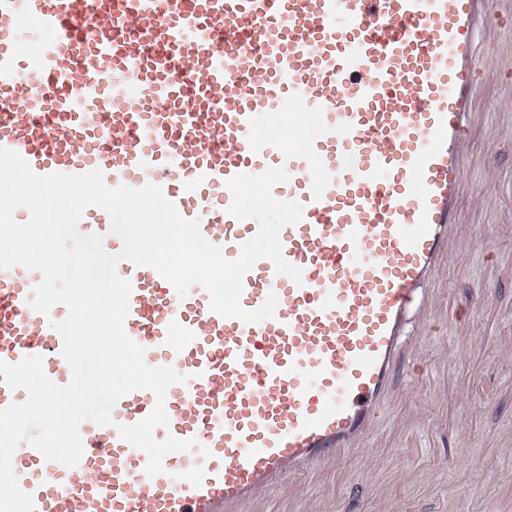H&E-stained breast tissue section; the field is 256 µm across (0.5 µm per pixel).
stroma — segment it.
<instances>
[{
	"label": "stroma",
	"instance_id": "1",
	"mask_svg": "<svg viewBox=\"0 0 512 512\" xmlns=\"http://www.w3.org/2000/svg\"><path fill=\"white\" fill-rule=\"evenodd\" d=\"M480 47V115L470 129L471 156L461 200V239L419 342L414 375L399 371L372 437L310 485L294 491L324 512H512V131L500 111L512 95L498 46L512 44V20L493 21Z\"/></svg>",
	"mask_w": 512,
	"mask_h": 512
}]
</instances>
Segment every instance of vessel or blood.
<instances>
[{
  "instance_id": "1",
  "label": "vessel or blood",
  "mask_w": 512,
  "mask_h": 512,
  "mask_svg": "<svg viewBox=\"0 0 512 512\" xmlns=\"http://www.w3.org/2000/svg\"><path fill=\"white\" fill-rule=\"evenodd\" d=\"M511 1L0 0V147L36 173L158 185L229 260L258 231L228 212L234 176L284 167L275 191L303 208L280 234L301 282L265 258L244 277L243 309L278 298L256 324L214 312L201 286L182 298L154 268L118 264L127 335L186 377L167 391V432L193 446L149 475L118 427L156 396L131 392L110 425L81 424L76 466L15 451L34 512H238L365 446L406 321L452 254L475 45ZM283 112L308 128L301 151L271 150ZM109 229L86 209L80 232L115 253ZM37 283L0 269V361L42 357L56 382L71 367L57 311L30 305Z\"/></svg>"
}]
</instances>
